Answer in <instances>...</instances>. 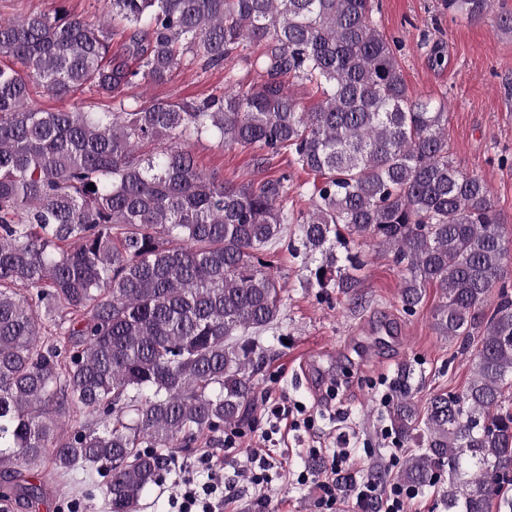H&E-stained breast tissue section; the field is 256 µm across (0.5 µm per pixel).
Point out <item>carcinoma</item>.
Returning a JSON list of instances; mask_svg holds the SVG:
<instances>
[{
    "mask_svg": "<svg viewBox=\"0 0 512 512\" xmlns=\"http://www.w3.org/2000/svg\"><path fill=\"white\" fill-rule=\"evenodd\" d=\"M110 21L0 19V501L33 507L46 463L95 470L109 512L180 472L200 436L242 426L272 350L282 286L261 255L299 243L311 286L356 292L360 243L395 251L400 302L434 285L437 335L477 338L460 392L389 420L418 450L398 472L437 487L448 512H512V240L487 183L448 154V106L414 99L371 0H104ZM481 20L491 0H443ZM121 48L112 50L114 37ZM263 43L255 86L110 112L42 111L32 84L114 99L203 59ZM290 76L321 97L311 110ZM288 153L314 175L309 210L287 178L229 185L203 173L190 137ZM95 189H88V184ZM78 426L61 434L60 417Z\"/></svg>",
    "mask_w": 512,
    "mask_h": 512,
    "instance_id": "obj_1",
    "label": "carcinoma"
}]
</instances>
